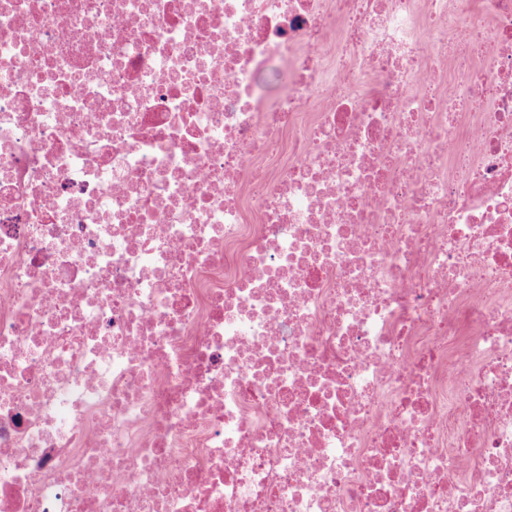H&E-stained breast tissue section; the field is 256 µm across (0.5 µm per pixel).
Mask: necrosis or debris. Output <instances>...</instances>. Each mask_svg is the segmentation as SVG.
Masks as SVG:
<instances>
[{"instance_id":"4bbe7bcc","label":"necrosis or debris","mask_w":512,"mask_h":512,"mask_svg":"<svg viewBox=\"0 0 512 512\" xmlns=\"http://www.w3.org/2000/svg\"><path fill=\"white\" fill-rule=\"evenodd\" d=\"M0 512H512V0H0Z\"/></svg>"}]
</instances>
